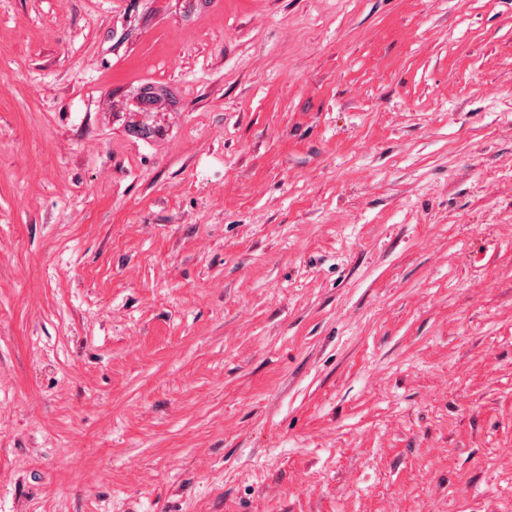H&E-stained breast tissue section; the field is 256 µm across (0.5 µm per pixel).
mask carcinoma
<instances>
[{
  "label": "carcinoma",
  "instance_id": "obj_1",
  "mask_svg": "<svg viewBox=\"0 0 512 512\" xmlns=\"http://www.w3.org/2000/svg\"><path fill=\"white\" fill-rule=\"evenodd\" d=\"M186 23L195 21L211 7L212 0H176ZM112 122L135 141L153 147L168 138V128L156 121L161 112H180L184 108L181 89L172 82L140 81L131 85L122 98L106 101Z\"/></svg>",
  "mask_w": 512,
  "mask_h": 512
}]
</instances>
